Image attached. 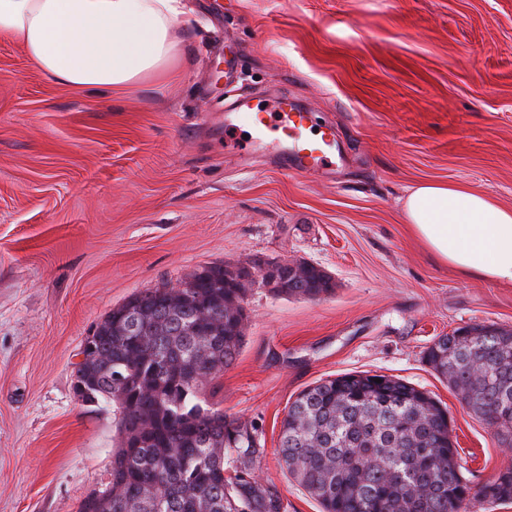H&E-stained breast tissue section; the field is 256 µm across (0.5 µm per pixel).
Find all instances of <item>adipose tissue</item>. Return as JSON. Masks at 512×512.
Listing matches in <instances>:
<instances>
[{
  "label": "adipose tissue",
  "mask_w": 512,
  "mask_h": 512,
  "mask_svg": "<svg viewBox=\"0 0 512 512\" xmlns=\"http://www.w3.org/2000/svg\"><path fill=\"white\" fill-rule=\"evenodd\" d=\"M181 14L180 0H0V39L21 44L56 84L121 89L169 69ZM403 215L440 262L512 285V210L471 189L426 182L408 189Z\"/></svg>",
  "instance_id": "ef3b65f1"
}]
</instances>
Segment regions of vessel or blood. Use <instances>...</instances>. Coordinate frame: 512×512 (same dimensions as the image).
I'll use <instances>...</instances> for the list:
<instances>
[{
	"instance_id": "b4317fda",
	"label": "vessel or blood",
	"mask_w": 512,
	"mask_h": 512,
	"mask_svg": "<svg viewBox=\"0 0 512 512\" xmlns=\"http://www.w3.org/2000/svg\"><path fill=\"white\" fill-rule=\"evenodd\" d=\"M227 141L244 137L256 149L273 148L292 173L303 174L326 166L333 137L315 130L311 114L280 97L256 109L243 105L225 115Z\"/></svg>"
}]
</instances>
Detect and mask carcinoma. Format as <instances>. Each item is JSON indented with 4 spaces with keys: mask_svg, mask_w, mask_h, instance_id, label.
Returning <instances> with one entry per match:
<instances>
[{
    "mask_svg": "<svg viewBox=\"0 0 512 512\" xmlns=\"http://www.w3.org/2000/svg\"><path fill=\"white\" fill-rule=\"evenodd\" d=\"M280 296L319 300L331 277L305 278L276 262ZM242 268L195 270L178 286L150 288L97 322L74 388L84 402L120 412L112 479L79 512H285L277 486L261 478L266 448L258 428L216 408L204 388L244 343ZM427 365L466 390L467 409L502 445H512V330L475 324L440 336ZM381 382H375V379ZM289 476L322 512H466L512 501V465L473 490L448 443V413L412 384L367 372L322 379L301 391L282 421L277 449Z\"/></svg>",
    "mask_w": 512,
    "mask_h": 512,
    "instance_id": "1",
    "label": "carcinoma"
}]
</instances>
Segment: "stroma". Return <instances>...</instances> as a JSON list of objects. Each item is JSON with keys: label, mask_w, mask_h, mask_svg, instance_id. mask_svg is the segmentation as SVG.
<instances>
[{"label": "stroma", "mask_w": 512, "mask_h": 512, "mask_svg": "<svg viewBox=\"0 0 512 512\" xmlns=\"http://www.w3.org/2000/svg\"><path fill=\"white\" fill-rule=\"evenodd\" d=\"M173 77L89 93L0 40V512H78L109 483L112 405L74 374L102 316L201 266L324 269L332 295L250 285L245 341L206 388L255 423L287 512H321L276 448L296 395L346 372L400 378L448 409L464 474L512 450L423 361L435 337L512 328V285L465 279L404 222L422 181L512 209V0H183ZM331 127L336 157L293 175L238 156L227 105L278 96Z\"/></svg>", "instance_id": "stroma-1"}]
</instances>
